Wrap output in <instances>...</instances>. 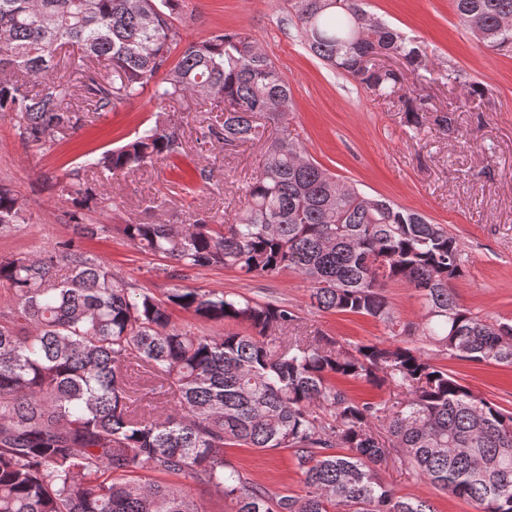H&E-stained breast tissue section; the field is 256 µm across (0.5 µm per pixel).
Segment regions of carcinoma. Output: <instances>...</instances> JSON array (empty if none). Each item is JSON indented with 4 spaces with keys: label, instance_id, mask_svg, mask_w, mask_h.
<instances>
[{
    "label": "carcinoma",
    "instance_id": "obj_1",
    "mask_svg": "<svg viewBox=\"0 0 512 512\" xmlns=\"http://www.w3.org/2000/svg\"><path fill=\"white\" fill-rule=\"evenodd\" d=\"M290 2L315 58L377 97H398L422 129L431 109L403 91V70H428L427 46L365 0ZM454 2L479 42L512 50V0ZM181 12L182 0H0V114L23 143L45 147L78 127L76 96L96 112L145 95L159 104L124 144L54 179L77 220L97 200L88 172L103 184L181 154L180 126L162 104L202 97L224 120L200 127L198 144L265 147L238 222L196 214L187 224H125L123 236L173 268L294 270L312 308L371 317L391 341L304 334L299 313L276 299L156 294L70 243L1 258L12 305L0 310V512H205L195 486L235 512H435L385 483L379 467L389 460L475 512H512V412L434 362L512 366V320L489 322L460 304L462 249L446 225L360 191L308 154L288 127V81L249 32L186 42ZM64 46L66 72L56 76ZM25 221L21 198L1 186L0 231ZM394 282L418 293V321L396 315L385 294ZM177 310L238 330L179 325ZM338 378L389 397L359 400ZM236 447L292 449L304 493L253 486L225 458Z\"/></svg>",
    "mask_w": 512,
    "mask_h": 512
}]
</instances>
